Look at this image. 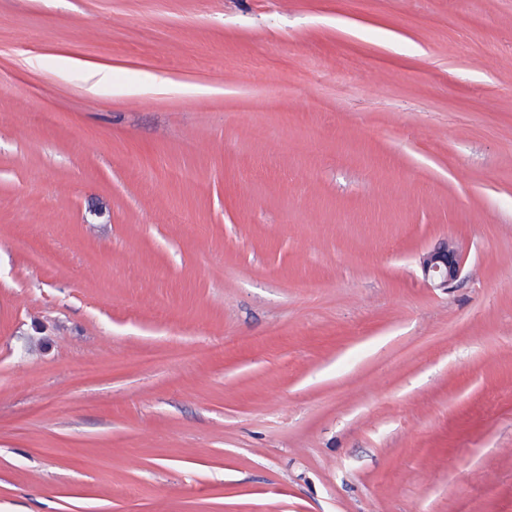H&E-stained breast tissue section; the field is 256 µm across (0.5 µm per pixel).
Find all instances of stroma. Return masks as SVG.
<instances>
[{"label": "stroma", "mask_w": 512, "mask_h": 512, "mask_svg": "<svg viewBox=\"0 0 512 512\" xmlns=\"http://www.w3.org/2000/svg\"><path fill=\"white\" fill-rule=\"evenodd\" d=\"M0 512H512V0H0ZM424 280L432 288H448L461 275L464 261L453 242L443 241L420 257Z\"/></svg>", "instance_id": "1"}]
</instances>
